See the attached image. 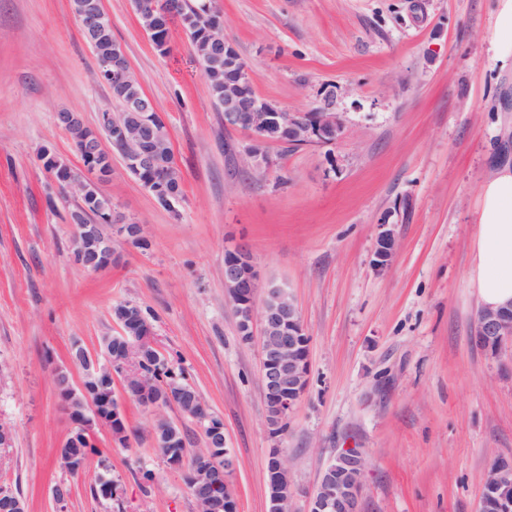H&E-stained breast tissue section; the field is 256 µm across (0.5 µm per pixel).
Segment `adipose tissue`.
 Segmentation results:
<instances>
[{
    "label": "adipose tissue",
    "mask_w": 512,
    "mask_h": 512,
    "mask_svg": "<svg viewBox=\"0 0 512 512\" xmlns=\"http://www.w3.org/2000/svg\"><path fill=\"white\" fill-rule=\"evenodd\" d=\"M470 281L486 307L512 303V166L498 167L481 188Z\"/></svg>",
    "instance_id": "ef3b65f1"
}]
</instances>
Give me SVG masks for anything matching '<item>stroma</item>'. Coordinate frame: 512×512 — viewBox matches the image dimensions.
<instances>
[{
	"instance_id": "stroma-1",
	"label": "stroma",
	"mask_w": 512,
	"mask_h": 512,
	"mask_svg": "<svg viewBox=\"0 0 512 512\" xmlns=\"http://www.w3.org/2000/svg\"><path fill=\"white\" fill-rule=\"evenodd\" d=\"M500 0H214L256 94L288 112L328 108L343 123L332 145H268L246 172L251 137L228 129L194 51L173 31L160 52L133 0H103L180 169L183 198L161 205L112 158L101 185L142 224L118 264L94 273L71 258L76 200L61 195L42 152L80 170L58 112L97 128L111 102L71 0H0V485L29 512H196L186 468L153 444L156 416L188 450L201 428L172 405H124L127 442L93 425L97 455L73 475L57 459L70 431L54 368L72 383L73 342L101 355L122 335L119 302L141 307L159 352L224 423L236 460L239 512H268L266 466L283 449L305 512L329 462L361 449L362 512H477L490 462L512 455V344L492 356L473 336L480 306L469 280L481 188L512 160V64L492 57ZM395 256L373 265L382 225ZM246 242L264 282L294 297L310 338V379L272 436L258 342L242 341L224 288V251ZM151 479H144V472ZM116 484L93 496L98 474Z\"/></svg>"
}]
</instances>
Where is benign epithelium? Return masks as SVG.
Returning a JSON list of instances; mask_svg holds the SVG:
<instances>
[{
	"instance_id": "1",
	"label": "benign epithelium",
	"mask_w": 512,
	"mask_h": 512,
	"mask_svg": "<svg viewBox=\"0 0 512 512\" xmlns=\"http://www.w3.org/2000/svg\"><path fill=\"white\" fill-rule=\"evenodd\" d=\"M137 13L149 19L143 25L146 33L158 31V22L168 21L176 15L178 3L175 0H153L144 4L135 2ZM80 27L86 33H95L104 28V13L101 0H80L75 12ZM207 32L211 45L222 51L224 60L238 55L234 44L224 36V22L210 20ZM142 113L135 123L123 125L110 137L98 136L84 139V149L93 159H112V147L123 145L129 151L123 155V164L153 166L154 191L174 176L170 168L156 167L158 153L167 144L153 125L156 111L150 98L136 102ZM224 127L246 131L251 135V143L244 154L254 170H267L273 160L264 151V146L283 137L288 144L300 147L312 144H333L342 133V123L334 112H321L309 122L300 112H285L273 104L246 97L239 80L224 81ZM112 170L92 166V170L82 176H69L64 181V189L77 196H84L92 183L108 180ZM122 215L112 209L104 222L113 224L125 241L143 236V225L121 224ZM74 226V240L86 241L94 245L90 260L84 269L99 271L112 265L115 257L112 239H99L96 225L83 224L79 217L71 220ZM396 239L392 229H386L378 236L374 251L373 265L378 269L387 268L395 254ZM224 288L226 296L233 304L238 322L244 325L241 330L243 340L249 342L254 336L255 325H260L259 337L261 355V375L264 396L273 393L275 420L270 425L284 422L288 412L305 393L309 385L310 370L302 359L301 336L305 335L298 308L285 289L265 285L261 280L251 253L241 245L225 250ZM262 301H257V298ZM475 338L485 350L497 354L508 343L512 344V305L498 308L480 307L475 315ZM103 357L86 353L79 344H74L71 359L83 369V380L75 387L66 379L67 373L57 368L56 379L60 402L71 421L70 434L73 440L90 441L92 423L98 422L108 427L112 420L123 413L121 399L140 401L149 393L143 383L139 367V355L130 348L125 355L112 356V337H103ZM119 375L125 381L122 397L115 403L102 406L97 391L90 386L92 381L112 379ZM167 403L185 406L191 410L192 418L200 425L206 436V457L212 465L192 472V492L199 499H206L208 512H222L225 501L214 497L211 490L227 483V476L235 469V459L224 448V424L214 418L208 404L193 388H178L176 392L166 390ZM61 465L72 473L84 470L85 454L72 448H60L57 453ZM365 457L358 448H344L330 462L321 475L316 490L309 501L307 512H361V486L365 470ZM270 512H295L292 508L296 492L288 479V470L283 453H278L268 470ZM492 500L497 512H512V458L499 456L490 465L485 480L481 500ZM0 512H27L25 500L11 488L0 485Z\"/></svg>"
}]
</instances>
